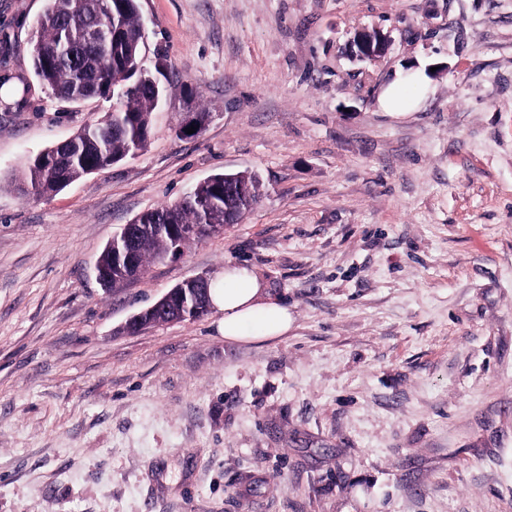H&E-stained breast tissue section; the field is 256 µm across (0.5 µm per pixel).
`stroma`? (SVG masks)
I'll return each mask as SVG.
<instances>
[{
    "label": "stroma",
    "instance_id": "35a3bbf8",
    "mask_svg": "<svg viewBox=\"0 0 512 512\" xmlns=\"http://www.w3.org/2000/svg\"><path fill=\"white\" fill-rule=\"evenodd\" d=\"M44 5L0 0V512H512V0H139L171 67L146 149L38 199L26 158L113 107L36 79ZM224 171L263 182L243 221L101 287L121 225ZM233 264L287 336L126 331ZM372 32L366 30H359L355 32L352 38V45L353 47L357 46L355 51L356 59L361 61L367 60L368 58L374 59L388 51L391 41L390 36L382 33L381 31H375L379 42L378 46L375 48L371 39L364 36L365 34H370ZM407 83L402 77L393 79L383 88L379 96V105L386 114L399 117L417 109L419 99L412 98L406 91Z\"/></svg>",
    "mask_w": 512,
    "mask_h": 512
}]
</instances>
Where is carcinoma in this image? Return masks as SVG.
<instances>
[{
	"mask_svg": "<svg viewBox=\"0 0 512 512\" xmlns=\"http://www.w3.org/2000/svg\"><path fill=\"white\" fill-rule=\"evenodd\" d=\"M143 20L138 0H46L30 42L33 71L38 81L64 101L116 97L117 106L102 119L85 125L68 141L50 152L57 165L46 168L29 157L15 180L24 196L51 197L71 183L143 151L151 131L156 98L152 87L136 76L143 66ZM233 180L250 186L254 193L224 197L213 186L224 182L215 174L199 183L193 197L144 211L136 216L141 224H203L201 241L231 223L239 222L261 198L256 175L233 174ZM137 264L146 270L151 263L171 255V239L163 233L143 232L135 236ZM98 268L111 276L108 286L124 283L112 267V243L99 255Z\"/></svg>",
	"mask_w": 512,
	"mask_h": 512,
	"instance_id": "1",
	"label": "carcinoma"
}]
</instances>
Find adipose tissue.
<instances>
[{"instance_id":"adipose-tissue-1","label":"adipose tissue","mask_w":512,"mask_h":512,"mask_svg":"<svg viewBox=\"0 0 512 512\" xmlns=\"http://www.w3.org/2000/svg\"><path fill=\"white\" fill-rule=\"evenodd\" d=\"M210 303L221 314L217 334L230 342L275 339L292 324L287 307L269 299L258 276L243 265L228 266L213 280Z\"/></svg>"}]
</instances>
